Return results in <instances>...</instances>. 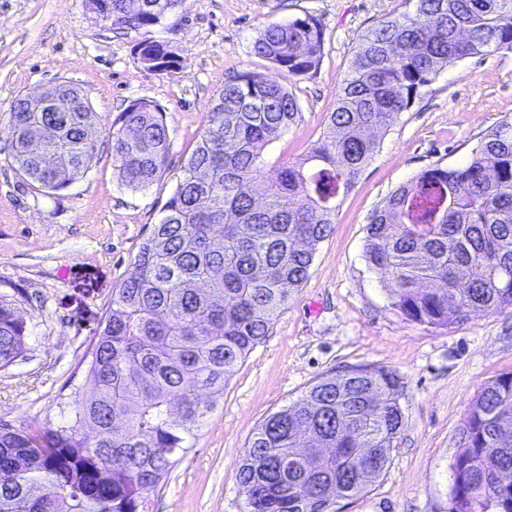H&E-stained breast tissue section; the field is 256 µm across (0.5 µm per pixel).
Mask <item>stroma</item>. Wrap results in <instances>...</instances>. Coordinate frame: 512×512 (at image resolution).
I'll return each instance as SVG.
<instances>
[{
  "mask_svg": "<svg viewBox=\"0 0 512 512\" xmlns=\"http://www.w3.org/2000/svg\"><path fill=\"white\" fill-rule=\"evenodd\" d=\"M402 0H183L151 34L178 53L177 73L145 68L144 32L118 30L85 0H0V126L14 101L67 81L92 103L98 150L67 189L33 188L0 138V299L27 322L21 354L0 368V420L32 430L70 416L74 393L112 295L158 223L193 151L214 96L242 71H268L252 43L265 25L305 15L324 33L313 74L290 82L300 112L264 151L272 164L306 154L326 130L359 39ZM165 112V172L148 189L119 185L110 133L125 108ZM512 120V53L463 59L441 71L401 113L336 209L308 275L269 336L238 364L224 396L148 512H243L238 469L260 423L319 378L355 365L385 366L405 383L399 445L383 474L340 512H448L460 429L480 388L512 372V313L471 317L448 329L406 320L363 259L367 228L420 171L458 165L492 128Z\"/></svg>",
  "mask_w": 512,
  "mask_h": 512,
  "instance_id": "1",
  "label": "stroma"
}]
</instances>
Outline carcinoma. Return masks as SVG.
<instances>
[{
	"mask_svg": "<svg viewBox=\"0 0 512 512\" xmlns=\"http://www.w3.org/2000/svg\"><path fill=\"white\" fill-rule=\"evenodd\" d=\"M182 0H112V26L144 31ZM363 35L328 112L300 159L270 165L264 150L296 122L287 82L315 70L324 34L311 14L266 25L252 44L274 73H239L207 112L158 224L116 289L69 421L27 431L0 422V512H145L247 354L269 335L305 280L342 198L378 147L442 70L512 51V0H404ZM163 54L145 38L146 66ZM58 112L16 99L3 132L12 166L50 193L95 159V112L60 82ZM163 110L139 101L112 129L119 183L144 190L167 167ZM368 268L414 323L447 328L512 312V120L461 165L435 166L397 188L374 214ZM26 322L0 300V367L20 353ZM401 378L358 365L321 378L267 416L239 467L244 512H337L386 470L398 447ZM512 372L485 383L461 429L450 512H512Z\"/></svg>",
	"mask_w": 512,
	"mask_h": 512,
	"instance_id": "cac0c4a2",
	"label": "carcinoma"
}]
</instances>
